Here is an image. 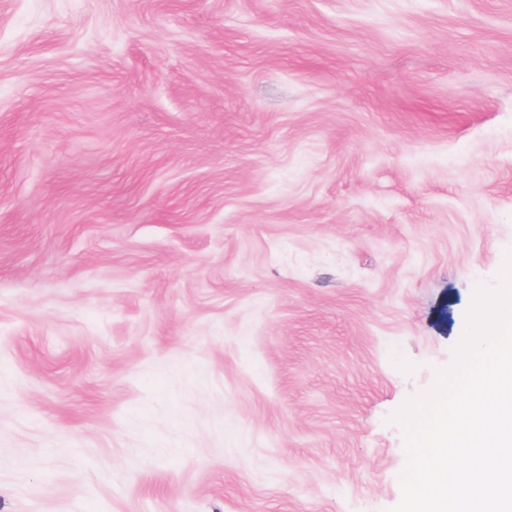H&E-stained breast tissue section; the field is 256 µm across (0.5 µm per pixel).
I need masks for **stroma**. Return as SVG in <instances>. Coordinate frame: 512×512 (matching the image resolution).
<instances>
[{
	"label": "stroma",
	"instance_id": "35a3bbf8",
	"mask_svg": "<svg viewBox=\"0 0 512 512\" xmlns=\"http://www.w3.org/2000/svg\"><path fill=\"white\" fill-rule=\"evenodd\" d=\"M510 251L512 0H0V512H386Z\"/></svg>",
	"mask_w": 512,
	"mask_h": 512
}]
</instances>
